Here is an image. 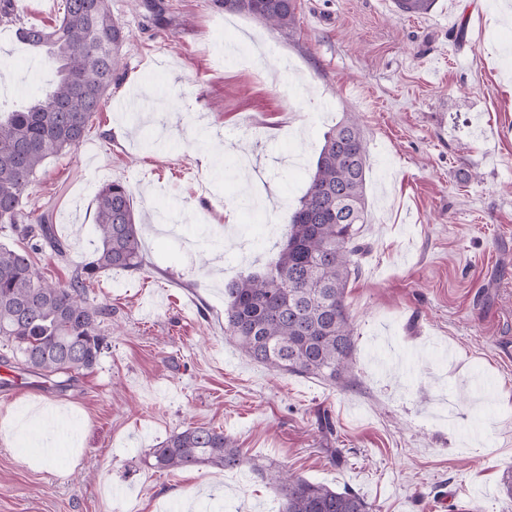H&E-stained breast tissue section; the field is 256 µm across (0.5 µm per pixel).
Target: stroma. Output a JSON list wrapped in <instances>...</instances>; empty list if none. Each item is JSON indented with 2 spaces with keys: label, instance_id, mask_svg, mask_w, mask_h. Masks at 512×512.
Instances as JSON below:
<instances>
[{
  "label": "stroma",
  "instance_id": "obj_1",
  "mask_svg": "<svg viewBox=\"0 0 512 512\" xmlns=\"http://www.w3.org/2000/svg\"><path fill=\"white\" fill-rule=\"evenodd\" d=\"M110 5L127 35L121 78L24 202L67 246L32 256L64 285L97 242L96 193L127 183L146 266L91 286L89 302L112 309L107 346L67 391L0 347V512H279L270 467L372 512H512V0H435L421 16L394 0H299L288 36L212 0ZM14 30L0 22L5 109L54 70ZM351 112L368 147L369 250L346 294L340 390L241 352L224 289L284 240L324 133ZM17 377L29 387L15 394ZM27 407L50 414L21 431ZM200 424L232 438L240 468L143 464Z\"/></svg>",
  "mask_w": 512,
  "mask_h": 512
}]
</instances>
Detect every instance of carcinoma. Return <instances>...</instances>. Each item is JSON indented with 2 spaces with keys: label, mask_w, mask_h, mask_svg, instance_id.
<instances>
[{
  "label": "carcinoma",
  "mask_w": 512,
  "mask_h": 512,
  "mask_svg": "<svg viewBox=\"0 0 512 512\" xmlns=\"http://www.w3.org/2000/svg\"><path fill=\"white\" fill-rule=\"evenodd\" d=\"M288 35L297 26V0H215ZM435 0H396L409 16L428 13ZM16 37L55 65L46 92L18 108L0 109V224L34 247L59 256L65 246L48 218L25 210L23 197L44 162L79 145L104 98L119 81L123 27L109 0H65L51 27L27 26ZM367 146L353 115L324 135L308 188L296 206L283 244L264 268L224 291V333L252 360L275 372L313 377L341 387L352 362V327L346 289L368 250ZM98 241L90 261L68 285L44 279L29 252L0 245V344L28 370L62 376L61 385L92 369L105 346L101 324L110 311L87 301L99 274L143 269L142 233L130 187L105 184L94 202ZM143 462L157 470L210 465L235 469L240 451L224 431L188 427L148 450ZM262 478L282 497L280 512H370L351 490H334L284 470Z\"/></svg>",
  "instance_id": "1"
}]
</instances>
